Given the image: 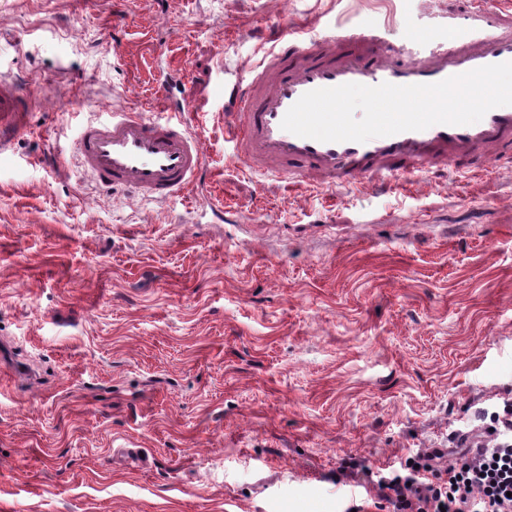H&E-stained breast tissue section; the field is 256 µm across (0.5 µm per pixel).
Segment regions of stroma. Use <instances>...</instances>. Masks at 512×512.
<instances>
[{"label":"stroma","instance_id":"obj_1","mask_svg":"<svg viewBox=\"0 0 512 512\" xmlns=\"http://www.w3.org/2000/svg\"><path fill=\"white\" fill-rule=\"evenodd\" d=\"M456 0H0V512H388L364 470L444 448L512 398V167L336 192L247 175L220 62L278 32L440 41ZM190 93L206 178L98 189V107ZM27 112L28 99L12 84L0 82V153L8 148V135L24 125Z\"/></svg>","mask_w":512,"mask_h":512}]
</instances>
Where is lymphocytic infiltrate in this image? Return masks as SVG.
<instances>
[{"mask_svg":"<svg viewBox=\"0 0 512 512\" xmlns=\"http://www.w3.org/2000/svg\"><path fill=\"white\" fill-rule=\"evenodd\" d=\"M486 430L456 436L461 452L427 448L413 463L371 487L392 512H512V403L493 412Z\"/></svg>","mask_w":512,"mask_h":512,"instance_id":"lymphocytic-infiltrate-1","label":"lymphocytic infiltrate"}]
</instances>
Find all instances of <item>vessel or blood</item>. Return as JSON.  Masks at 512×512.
Instances as JSON below:
<instances>
[{
    "label": "vessel or blood",
    "instance_id": "obj_1",
    "mask_svg": "<svg viewBox=\"0 0 512 512\" xmlns=\"http://www.w3.org/2000/svg\"><path fill=\"white\" fill-rule=\"evenodd\" d=\"M460 19L447 40H414L391 48L374 30H334L320 41L285 31L247 72L222 67L227 107L224 136L243 170L316 189L361 184L403 188L424 171L448 167L488 171L489 160L512 167V108L497 107L470 125L438 124L364 143L321 142L281 127L306 92L346 83L376 86L430 84L473 69L512 62V5L489 9L486 0H459ZM197 105L183 98L166 119L136 109L93 112L77 139L81 166L105 190L164 202L201 183L206 174L201 139L186 115ZM28 99L0 82V153L20 129Z\"/></svg>",
    "mask_w": 512,
    "mask_h": 512
}]
</instances>
